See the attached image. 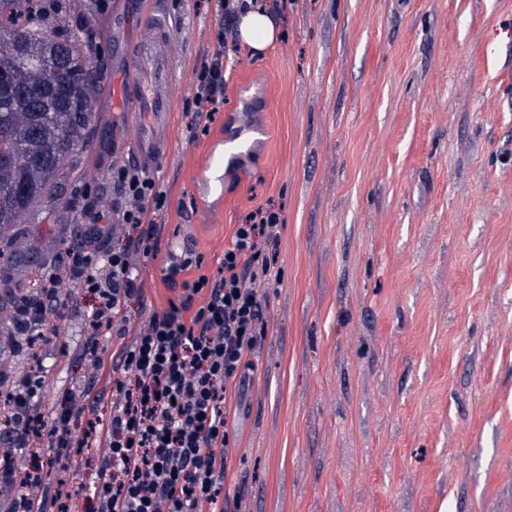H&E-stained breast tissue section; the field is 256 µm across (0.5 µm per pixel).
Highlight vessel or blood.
<instances>
[{
  "label": "vessel or blood",
  "mask_w": 512,
  "mask_h": 512,
  "mask_svg": "<svg viewBox=\"0 0 512 512\" xmlns=\"http://www.w3.org/2000/svg\"><path fill=\"white\" fill-rule=\"evenodd\" d=\"M136 43L138 56L131 79L119 85L118 93L126 109L132 112L139 124L136 152L145 168H153L166 150L161 134L166 106L162 90L171 76V49L162 17L153 16L141 21ZM251 150L242 133H228L219 151L210 157V178L205 179L206 189L223 186L224 168L247 155Z\"/></svg>",
  "instance_id": "obj_1"
}]
</instances>
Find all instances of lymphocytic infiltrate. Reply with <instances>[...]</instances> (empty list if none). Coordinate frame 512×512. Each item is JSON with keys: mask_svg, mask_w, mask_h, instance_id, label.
Masks as SVG:
<instances>
[{"mask_svg": "<svg viewBox=\"0 0 512 512\" xmlns=\"http://www.w3.org/2000/svg\"><path fill=\"white\" fill-rule=\"evenodd\" d=\"M247 8V0H221L212 43L193 73L188 105L195 128L207 129L224 104V58L237 18ZM112 183L123 198L119 221L138 227L136 238L105 248L110 227L100 212H89L37 291L0 290V316L7 322L0 387L8 391L10 418L9 426L0 428V447L37 461L21 479L0 469V495H8L11 512H36L31 493L42 485L45 467L77 454L95 472L90 493L96 512H229L224 481L232 440L226 404L246 378L247 356L267 334L257 287L280 278L276 247L284 220L271 207L250 211L215 270L195 279L183 274L200 268L201 256L189 250L173 257L164 279L180 282L182 295L133 325L127 304L143 290L134 258L156 255L157 226L148 216L165 210L167 197L132 163L113 170ZM71 287L98 298L83 347L88 378L48 419L39 403L41 379L12 372L10 361L38 339L60 335ZM127 334L133 341L116 358L112 418L104 424L91 401L101 362L99 339ZM77 417L84 418L83 428L73 426Z\"/></svg>", "mask_w": 512, "mask_h": 512, "instance_id": "f902f5d3", "label": "lymphocytic infiltrate"}]
</instances>
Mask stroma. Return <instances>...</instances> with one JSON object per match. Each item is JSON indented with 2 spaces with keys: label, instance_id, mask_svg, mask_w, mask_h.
Listing matches in <instances>:
<instances>
[{
  "label": "stroma",
  "instance_id": "obj_1",
  "mask_svg": "<svg viewBox=\"0 0 512 512\" xmlns=\"http://www.w3.org/2000/svg\"><path fill=\"white\" fill-rule=\"evenodd\" d=\"M126 6L91 27L107 69L134 61L150 14L172 52L168 149L149 173L167 208L130 319L178 298L163 277L183 248L203 258L192 279L251 210L284 218L268 334L228 419L240 512H512V0H289L263 55L232 45L204 134L186 103L218 0ZM234 124L256 129L253 151L204 194L197 176ZM93 127L82 180L0 243L13 284L38 288L87 211L121 209L112 171L134 161L138 129L111 86ZM68 303L63 337L14 361L42 377L48 417L86 379L77 349L98 300L75 288ZM130 342L99 339L105 423L111 357Z\"/></svg>",
  "mask_w": 512,
  "mask_h": 512
}]
</instances>
